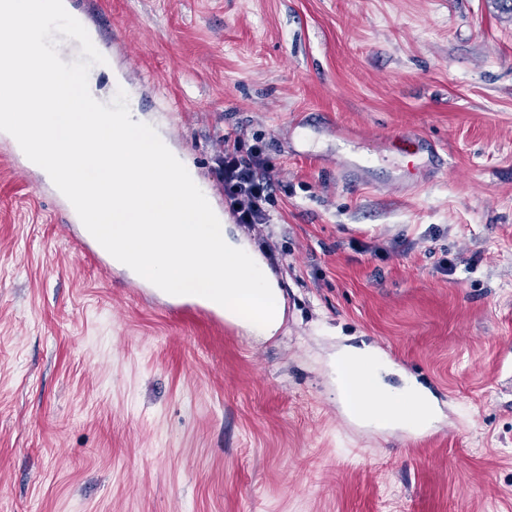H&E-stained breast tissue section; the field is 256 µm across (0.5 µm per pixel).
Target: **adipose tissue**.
I'll return each instance as SVG.
<instances>
[{
    "mask_svg": "<svg viewBox=\"0 0 512 512\" xmlns=\"http://www.w3.org/2000/svg\"><path fill=\"white\" fill-rule=\"evenodd\" d=\"M336 369L342 377L341 400L360 418H381L420 430L431 426L436 407L429 392L414 381L394 386L386 382L385 370L369 346L349 347L338 353Z\"/></svg>",
    "mask_w": 512,
    "mask_h": 512,
    "instance_id": "ef3b65f1",
    "label": "adipose tissue"
}]
</instances>
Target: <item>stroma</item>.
I'll use <instances>...</instances> for the list:
<instances>
[{"mask_svg": "<svg viewBox=\"0 0 512 512\" xmlns=\"http://www.w3.org/2000/svg\"><path fill=\"white\" fill-rule=\"evenodd\" d=\"M118 91L225 212L224 136L264 138V228L233 224L285 300L224 329L79 251L0 132V512H512V17L492 0H69ZM336 126L374 150L346 181ZM303 139L307 155L288 150ZM377 350L434 398L366 425L336 353Z\"/></svg>", "mask_w": 512, "mask_h": 512, "instance_id": "obj_1", "label": "stroma"}]
</instances>
